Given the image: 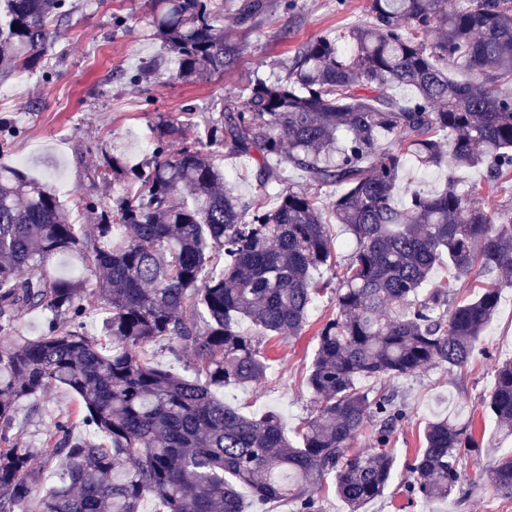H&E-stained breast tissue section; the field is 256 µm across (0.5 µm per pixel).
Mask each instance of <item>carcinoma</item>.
Listing matches in <instances>:
<instances>
[{
  "label": "carcinoma",
  "mask_w": 512,
  "mask_h": 512,
  "mask_svg": "<svg viewBox=\"0 0 512 512\" xmlns=\"http://www.w3.org/2000/svg\"><path fill=\"white\" fill-rule=\"evenodd\" d=\"M265 9L236 5L243 23ZM150 10L176 78L207 81L236 64L219 0H150ZM74 11V0H0V81L20 68L49 78L44 53ZM366 12L343 35L348 48L328 37L302 44L284 77L255 76L225 96L178 150L191 105L155 125L141 166L103 155L100 175L136 189L111 204L86 200L97 215L90 232L41 182L0 166V512H140L149 496L158 512H246L240 486L264 504L288 498L297 512H322L316 487L328 478L350 512L383 494L409 411L398 392L359 379L462 370L512 283V219H495L477 190L450 176L397 201L409 164L478 169L491 185L512 178V0H368ZM450 60L481 82L456 79ZM398 87L412 97L399 101ZM223 154L253 161L277 206L224 189ZM287 168L306 186L287 182ZM331 224L350 235L345 264ZM59 255L79 260L96 286L53 273ZM440 265L448 281L433 283ZM322 267L337 279L336 311L315 331V405L291 437L278 413L248 417L213 388L263 378L260 337L305 331L328 289L313 278ZM478 271L492 282L459 298L456 284ZM22 308L45 313L41 335L16 333ZM98 309L100 338L83 327ZM241 320L255 332L238 331ZM155 342L192 361L181 372L157 365L145 350ZM493 371L483 408L495 435L512 439V361ZM58 385L77 396L75 415L48 425L39 447H17L19 403ZM368 423L372 448L355 453ZM76 424L86 438H73ZM478 450L472 421L427 422L408 491L426 504L448 498ZM489 473L511 498L512 454Z\"/></svg>",
  "instance_id": "1"
}]
</instances>
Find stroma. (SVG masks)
<instances>
[{
    "mask_svg": "<svg viewBox=\"0 0 512 512\" xmlns=\"http://www.w3.org/2000/svg\"><path fill=\"white\" fill-rule=\"evenodd\" d=\"M76 11L59 40L44 56L54 78L43 81L19 73L5 81L10 96L0 97V121L21 129V137L0 153V165L26 159L25 169L58 192L75 223L93 226L96 219L83 208L86 197L111 200L122 189L112 180L94 177L102 151L118 152L130 164L151 156L152 125L158 118H179L185 103L195 104L200 119L215 116L229 90L253 74L269 79L282 76L281 65L303 43L327 35L340 38L366 18V0H267L260 17L240 23L234 6L224 0V38L238 44L236 68L223 78L184 83L174 78L173 66L153 34L149 0H75ZM126 19L112 25L113 15ZM160 65L150 80L134 83L130 76L142 60ZM464 185H477L479 201L495 217H512V181L489 185L482 171L463 172ZM331 296L320 298L309 317L310 329L299 336H266L261 347L269 358L264 379L216 388L225 405L250 417L269 410L281 413L287 428H295L310 412L313 396L306 384L316 341L312 334L321 317L332 310ZM483 350L458 373L426 368L390 379L411 412L395 435V476L382 497L362 512H512V499L493 487L489 467L494 456L477 453L465 461L463 491L430 505L410 498L401 478L419 448L426 423L451 407L472 418L476 438L493 441L494 421L482 409L493 385L491 360H512V287L501 290L498 314L481 338ZM39 415L16 426L19 447L33 448L43 430L75 404L74 395L56 387L39 394Z\"/></svg>",
    "mask_w": 512,
    "mask_h": 512,
    "instance_id": "1",
    "label": "stroma"
}]
</instances>
